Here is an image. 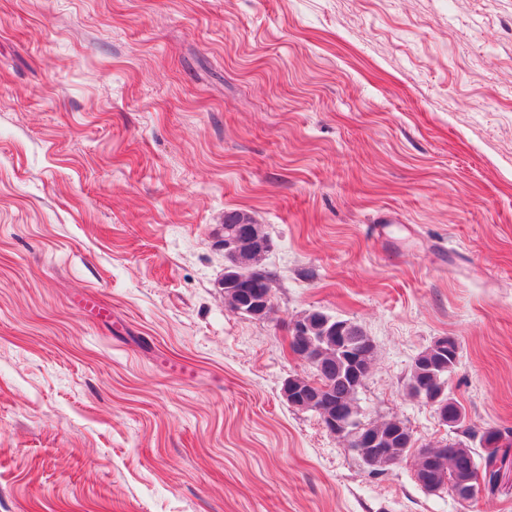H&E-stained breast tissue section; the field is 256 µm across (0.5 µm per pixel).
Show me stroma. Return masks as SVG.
Segmentation results:
<instances>
[{
  "label": "stroma",
  "mask_w": 512,
  "mask_h": 512,
  "mask_svg": "<svg viewBox=\"0 0 512 512\" xmlns=\"http://www.w3.org/2000/svg\"><path fill=\"white\" fill-rule=\"evenodd\" d=\"M234 209L272 318L218 286ZM311 310L376 346L360 422L512 432V0H0V512H512L288 405ZM441 336L459 428L406 389ZM256 292L259 294H257L255 298L250 299L245 307L236 309V313L258 319H263V317H253L252 315L262 313L265 314L266 317H270L274 313L272 291L256 289ZM300 319H297L293 321L289 327H290V336H289V343L292 344L296 351L293 352V354L303 361H305L311 368L314 370L321 369L320 366H318L317 362L311 358L308 357L307 351H304V346L307 341L306 335V326L300 322Z\"/></svg>",
  "instance_id": "1"
}]
</instances>
